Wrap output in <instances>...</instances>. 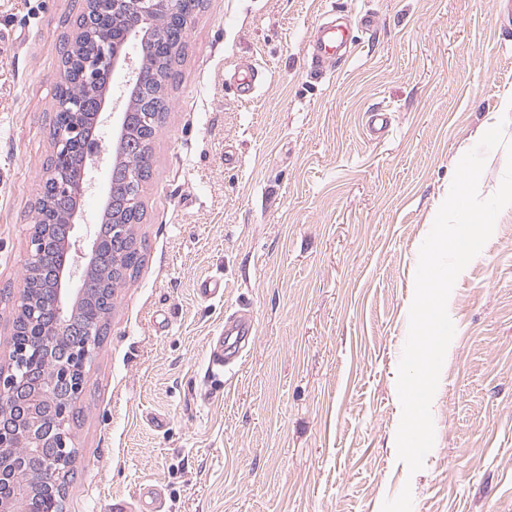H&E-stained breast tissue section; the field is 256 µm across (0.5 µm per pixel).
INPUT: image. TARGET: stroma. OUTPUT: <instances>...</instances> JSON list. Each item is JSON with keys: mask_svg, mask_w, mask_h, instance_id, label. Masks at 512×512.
<instances>
[{"mask_svg": "<svg viewBox=\"0 0 512 512\" xmlns=\"http://www.w3.org/2000/svg\"><path fill=\"white\" fill-rule=\"evenodd\" d=\"M81 11L0 0V365ZM332 14L358 45L320 77L308 41ZM244 63L265 72L249 100L227 81ZM175 71L135 227L144 262L93 351L64 512H109L143 484L161 512H512V206L449 296L423 469L396 447L420 245L483 127L503 124L505 143L485 154L481 197L512 143L498 0H204ZM377 107L392 114L379 141L365 127ZM114 156L105 136L78 237L102 215ZM209 277L223 296L200 297ZM238 310L256 334L227 379L208 357Z\"/></svg>", "mask_w": 512, "mask_h": 512, "instance_id": "stroma-1", "label": "stroma"}]
</instances>
